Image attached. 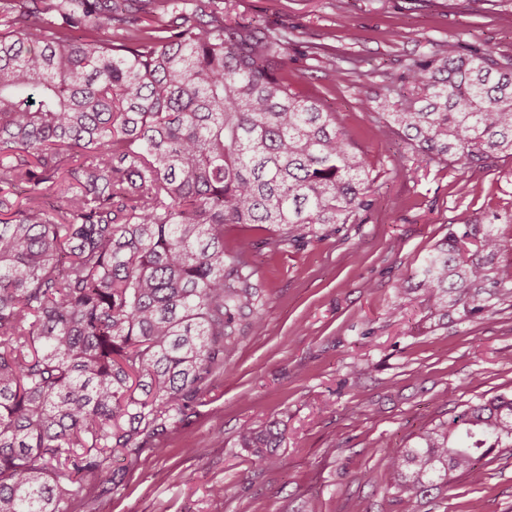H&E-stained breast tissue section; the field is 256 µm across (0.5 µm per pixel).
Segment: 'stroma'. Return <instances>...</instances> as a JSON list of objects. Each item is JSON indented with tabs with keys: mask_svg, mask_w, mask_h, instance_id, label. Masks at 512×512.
I'll list each match as a JSON object with an SVG mask.
<instances>
[{
	"mask_svg": "<svg viewBox=\"0 0 512 512\" xmlns=\"http://www.w3.org/2000/svg\"><path fill=\"white\" fill-rule=\"evenodd\" d=\"M237 18L288 29V77L335 112L369 164L373 207L335 233L269 252L246 238L262 288L261 324L244 327L224 370L192 414L117 483L69 486L75 512H512V450L483 460L482 483L454 476L412 497L388 483V457L467 406L512 394V301L431 325L400 281L460 213L505 243L512 264V158L488 167L429 162L403 135L379 138L363 109L383 73L446 48L512 59V0H236ZM336 67L334 84L321 71ZM276 422L279 465L238 444V431ZM223 487L222 496L213 488Z\"/></svg>",
	"mask_w": 512,
	"mask_h": 512,
	"instance_id": "35a3bbf8",
	"label": "stroma"
}]
</instances>
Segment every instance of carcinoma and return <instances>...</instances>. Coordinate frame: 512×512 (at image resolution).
<instances>
[{
    "instance_id": "obj_1",
    "label": "carcinoma",
    "mask_w": 512,
    "mask_h": 512,
    "mask_svg": "<svg viewBox=\"0 0 512 512\" xmlns=\"http://www.w3.org/2000/svg\"><path fill=\"white\" fill-rule=\"evenodd\" d=\"M233 0H0V512H72L65 486L133 468L260 324L250 243L273 252L371 206L336 113L288 82V33ZM377 134L464 167L512 158V61L446 50L386 73ZM463 213L416 274L426 318L512 298L502 240ZM274 427L240 447L268 461ZM512 448V399L469 405L389 456L421 493Z\"/></svg>"
}]
</instances>
